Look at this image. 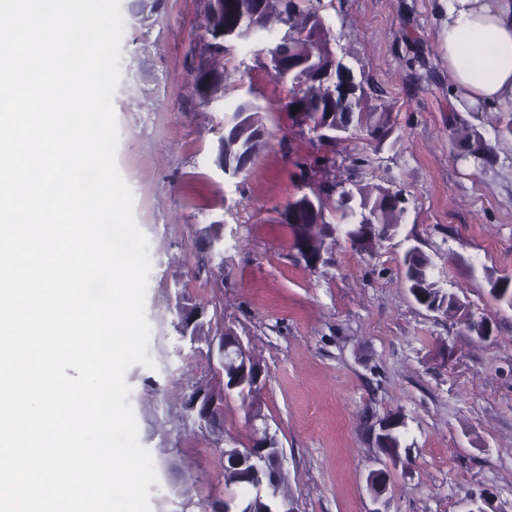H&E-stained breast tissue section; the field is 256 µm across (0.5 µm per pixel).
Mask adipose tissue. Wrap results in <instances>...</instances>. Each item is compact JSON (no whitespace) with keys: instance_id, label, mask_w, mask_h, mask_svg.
<instances>
[{"instance_id":"obj_1","label":"adipose tissue","mask_w":512,"mask_h":512,"mask_svg":"<svg viewBox=\"0 0 512 512\" xmlns=\"http://www.w3.org/2000/svg\"><path fill=\"white\" fill-rule=\"evenodd\" d=\"M448 71L454 91L469 105H512V0H443ZM470 35L491 50L485 65L461 62L462 35Z\"/></svg>"}]
</instances>
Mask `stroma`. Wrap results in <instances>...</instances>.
<instances>
[{
  "instance_id": "1",
  "label": "stroma",
  "mask_w": 512,
  "mask_h": 512,
  "mask_svg": "<svg viewBox=\"0 0 512 512\" xmlns=\"http://www.w3.org/2000/svg\"><path fill=\"white\" fill-rule=\"evenodd\" d=\"M122 6L120 77L112 104L116 164L148 240L145 316L152 367H129L138 441L153 459L151 512H204L222 496L218 447H246L249 400L224 398V428L198 427L190 387L223 391L208 339L229 330L263 369L259 401L284 450V490L296 512H512V307L488 292V275H512V108L476 109L451 92L439 0H322L332 49L386 113L396 143L374 147L351 131L334 167L315 133L293 123L291 84L256 57L253 41L223 55L208 48L207 0H159L147 23ZM224 73L201 101L200 67ZM262 109L268 143L245 173L214 163L224 120L238 105ZM483 145L481 165L456 143ZM332 180L402 195L400 231L371 251L340 241L309 268L280 221L288 202ZM418 247L490 336L416 303L404 254ZM215 303L205 336L182 340L179 306ZM404 420L408 452L393 462L374 436ZM385 470L374 497L371 471Z\"/></svg>"
}]
</instances>
